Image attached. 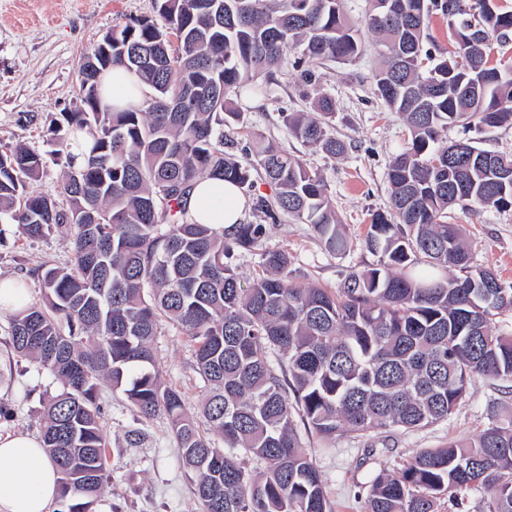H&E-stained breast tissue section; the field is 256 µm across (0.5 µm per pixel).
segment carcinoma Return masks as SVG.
Returning <instances> with one entry per match:
<instances>
[{"instance_id": "1", "label": "carcinoma", "mask_w": 512, "mask_h": 512, "mask_svg": "<svg viewBox=\"0 0 512 512\" xmlns=\"http://www.w3.org/2000/svg\"><path fill=\"white\" fill-rule=\"evenodd\" d=\"M158 2L165 24L139 18L107 33L79 64L75 106L50 125L66 204L30 190L40 153L0 150V222L31 239L73 231L70 265L42 269L43 304L10 321L14 349L63 386L41 434L60 474L57 512H95L103 494L106 384L143 419L166 417L204 512H332L295 417L324 443L421 430L448 420L476 378L512 380V332L492 327L512 310V283L472 265L463 226L448 223V210L466 202L512 207V155L498 156L503 176L476 141L447 136L451 126L512 125V63L490 61V35L512 38V9L498 0H401L399 13L394 0H368L363 23L381 58L373 93L409 139L388 167L390 210L371 214L364 239L376 261L331 289L296 281L282 250L260 254L261 272H243L240 259L280 213L311 225L331 252L351 244L320 172L260 138L242 158L227 153L224 126L245 125L234 101L243 89L279 86L287 51L308 82L323 65L363 54L344 0ZM436 11L452 36L476 40L460 62L423 46ZM114 66L145 88L120 111L101 105V77ZM334 111L321 95L314 112H285L282 121L336 157L346 145L327 130ZM80 134L91 147L77 163L71 141ZM254 171L276 188L275 205L256 201L257 221L226 230L187 219L202 179L250 188ZM451 268L462 275L449 276ZM165 323L193 344L208 386L202 423L162 381L153 344ZM250 458L265 469H248ZM365 489L366 512H439L445 499L456 512H512V422L422 449ZM474 492L483 497L471 507Z\"/></svg>"}]
</instances>
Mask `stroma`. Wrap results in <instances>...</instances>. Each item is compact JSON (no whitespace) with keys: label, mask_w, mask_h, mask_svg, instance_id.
Returning <instances> with one entry per match:
<instances>
[{"label":"stroma","mask_w":512,"mask_h":512,"mask_svg":"<svg viewBox=\"0 0 512 512\" xmlns=\"http://www.w3.org/2000/svg\"><path fill=\"white\" fill-rule=\"evenodd\" d=\"M157 16V0H0V147L22 143L43 155V173L34 190L57 191L60 167L51 153L48 126L52 118L75 105L81 57L113 28ZM359 36L365 45L361 58L351 64L324 66L314 88L300 82L292 66L295 54L287 52L288 63L271 96L242 91L238 103L247 117V131L224 146L226 152L237 154L250 137L262 136L322 171L352 247L343 254L331 253L310 225L283 216L268 225L258 253L244 259L245 273L258 271L259 252L279 249L288 252L297 280L334 288L351 270L373 260L364 246L370 215L389 204L388 164L405 148L408 132L400 117L373 95L370 80L378 65L376 39L364 28ZM320 94L335 99L329 131L347 145L345 155L336 159L290 136L281 118L285 112L312 111L313 100ZM448 221L464 227L474 265L512 283V209L457 206L449 210ZM71 247L69 232L30 239L18 225L0 223V279L24 280L29 304L41 303L42 265L67 263ZM10 345V319L0 314V346L9 350L5 365L0 366V433L36 435L48 401L61 392L62 384ZM154 349L165 383L183 393L190 412H198L206 388L193 369L188 336L163 325ZM100 403L108 480L95 512H202L167 419L161 415L140 419L124 395L108 386L101 390ZM511 419L512 380L479 378L450 419L436 426L414 432L391 429L369 440L342 435L328 452L310 433H303L302 440L322 475L334 512H364L363 485L372 474L400 467L420 449ZM133 429L146 433L143 446L127 447L126 436Z\"/></svg>","instance_id":"35a3bbf8"}]
</instances>
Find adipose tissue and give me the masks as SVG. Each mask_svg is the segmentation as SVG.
<instances>
[{"mask_svg":"<svg viewBox=\"0 0 512 512\" xmlns=\"http://www.w3.org/2000/svg\"><path fill=\"white\" fill-rule=\"evenodd\" d=\"M243 208L239 188L213 178L195 186L188 205L193 220L227 228ZM59 497V474L41 441L21 432L0 436V512H50Z\"/></svg>","mask_w":512,"mask_h":512,"instance_id":"obj_1","label":"adipose tissue"}]
</instances>
